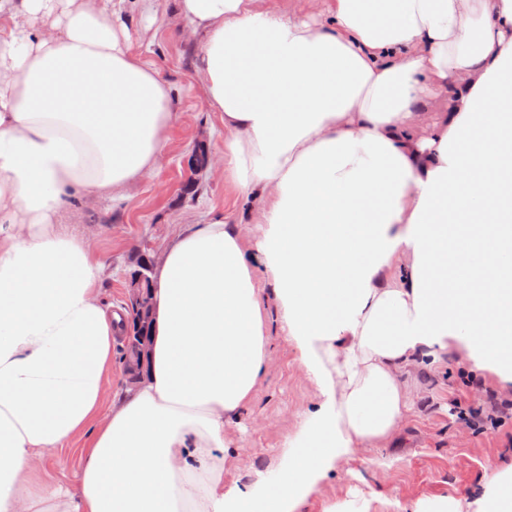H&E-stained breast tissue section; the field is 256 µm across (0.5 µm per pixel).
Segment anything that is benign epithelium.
I'll list each match as a JSON object with an SVG mask.
<instances>
[{"instance_id": "1", "label": "benign epithelium", "mask_w": 512, "mask_h": 512, "mask_svg": "<svg viewBox=\"0 0 512 512\" xmlns=\"http://www.w3.org/2000/svg\"><path fill=\"white\" fill-rule=\"evenodd\" d=\"M156 259L155 255H138L135 260L136 269L128 276L131 334L123 348V363L134 381L142 378L144 364L151 351L150 329L155 285L149 273Z\"/></svg>"}]
</instances>
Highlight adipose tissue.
<instances>
[{
    "label": "adipose tissue",
    "mask_w": 512,
    "mask_h": 512,
    "mask_svg": "<svg viewBox=\"0 0 512 512\" xmlns=\"http://www.w3.org/2000/svg\"><path fill=\"white\" fill-rule=\"evenodd\" d=\"M126 2L0 0V512H301L401 433L448 350L512 386V0H177L248 220L164 250L147 376L101 415L127 316L60 215L154 172L173 120ZM274 323L317 404L228 487ZM93 423L57 486L50 458ZM409 512H512V466Z\"/></svg>",
    "instance_id": "obj_1"
}]
</instances>
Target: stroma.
I'll use <instances>...</instances> for the list:
<instances>
[{
    "label": "stroma",
    "mask_w": 512,
    "mask_h": 512,
    "mask_svg": "<svg viewBox=\"0 0 512 512\" xmlns=\"http://www.w3.org/2000/svg\"><path fill=\"white\" fill-rule=\"evenodd\" d=\"M131 46L170 87L174 119L166 159L153 175L132 185L123 200H74L69 220L92 237L104 264L100 300L125 309L126 274L136 250L162 253L190 224L213 217L243 216L244 203L226 172L192 169L197 150L224 149V127L211 112L196 72L199 39L178 14L176 0H154L152 12L128 5L123 14ZM273 359L257 385L252 414L243 430L232 431L247 454L228 458L224 482L247 483L253 471L278 463L285 435L296 433L303 412L313 410L314 390L297 362L296 350L272 329ZM448 367L431 380L426 397L406 431L386 448L359 449L308 501L304 512H323L334 500L360 490L375 494L373 512H395L401 505L441 495L464 498L481 491L495 470L512 464V423L478 432L468 419L486 409L488 392L512 400V391L490 379L466 384L457 351Z\"/></svg>",
    "instance_id": "stroma-1"
}]
</instances>
